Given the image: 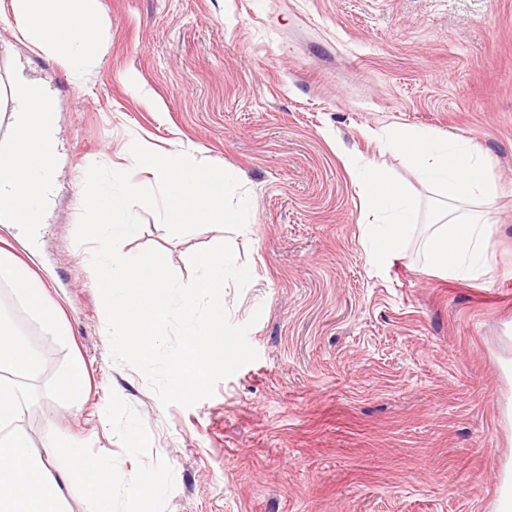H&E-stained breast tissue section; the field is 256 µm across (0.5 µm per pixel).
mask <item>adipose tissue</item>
Wrapping results in <instances>:
<instances>
[{"instance_id": "adipose-tissue-1", "label": "adipose tissue", "mask_w": 512, "mask_h": 512, "mask_svg": "<svg viewBox=\"0 0 512 512\" xmlns=\"http://www.w3.org/2000/svg\"><path fill=\"white\" fill-rule=\"evenodd\" d=\"M9 7L25 41L63 57L72 76L82 74L98 21L97 0H9ZM11 96L13 136L0 143V223L41 224L57 195L56 166L44 161L58 152L57 103L43 83L24 77L16 80ZM389 145L407 158L420 181L441 185L446 196L464 208L463 216L446 212L438 217L425 242L432 264L451 276L476 270L491 223L488 204L497 192L486 159L428 133L399 130ZM411 214L404 187L383 165L369 162L360 221L379 232L371 250L377 265H386L395 256ZM0 283L54 336L68 340L61 308L48 298L28 265L1 254ZM40 370L35 349L13 320L0 313V512H68L67 498L77 484L99 498L103 512H112L110 454L90 457L71 448L67 465L61 467L57 444L35 450L22 428L19 382L36 377ZM86 388L85 364L73 359L57 380L62 410L80 411Z\"/></svg>"}]
</instances>
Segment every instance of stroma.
Segmentation results:
<instances>
[{
	"instance_id": "stroma-1",
	"label": "stroma",
	"mask_w": 512,
	"mask_h": 512,
	"mask_svg": "<svg viewBox=\"0 0 512 512\" xmlns=\"http://www.w3.org/2000/svg\"><path fill=\"white\" fill-rule=\"evenodd\" d=\"M0 0V142L12 135L16 73L58 107L62 163L48 220L8 228L65 316L60 342L0 286V309L39 353L23 427L89 456L109 453L112 512H512V0H100L83 80L28 44ZM432 131L488 160L486 275L452 277L424 249L442 189L381 153L366 129ZM194 149L250 197L248 231L170 238L139 209L124 241L154 248L181 280L190 255L230 242L252 280L227 284L232 322L259 358L192 407L163 406L134 367L112 362L91 249L75 231L95 163L153 187L130 153ZM381 157L415 196L414 224L374 268L360 224L363 174ZM82 358L89 393L62 413L59 371ZM138 472L160 493L132 499Z\"/></svg>"
}]
</instances>
